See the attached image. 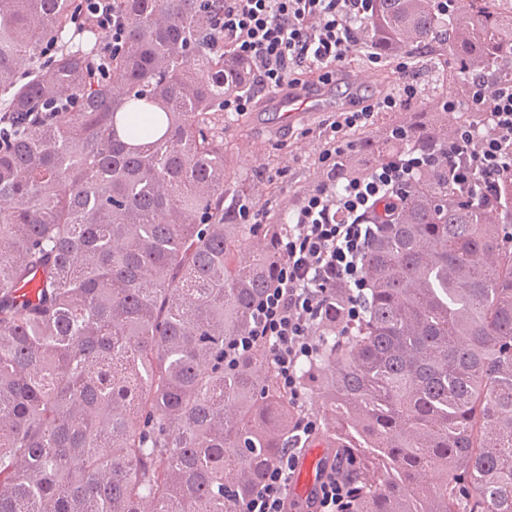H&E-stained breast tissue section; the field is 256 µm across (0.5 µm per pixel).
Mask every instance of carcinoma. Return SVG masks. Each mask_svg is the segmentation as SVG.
I'll return each instance as SVG.
<instances>
[{
  "instance_id": "cac0c4a2",
  "label": "carcinoma",
  "mask_w": 512,
  "mask_h": 512,
  "mask_svg": "<svg viewBox=\"0 0 512 512\" xmlns=\"http://www.w3.org/2000/svg\"><path fill=\"white\" fill-rule=\"evenodd\" d=\"M112 9L116 53L86 0H0V512H241L299 415L264 344L224 364L288 233L224 206V95L251 66L211 0ZM360 28L384 60L453 56L460 106L474 73L512 81V0H372ZM450 100L355 133L336 186L447 148L479 119ZM360 222L366 312L317 320L305 447L348 449L354 512H512V181L470 195L445 159Z\"/></svg>"
}]
</instances>
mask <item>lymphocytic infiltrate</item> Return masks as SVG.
Wrapping results in <instances>:
<instances>
[{
  "instance_id": "f902f5d3",
  "label": "lymphocytic infiltrate",
  "mask_w": 512,
  "mask_h": 512,
  "mask_svg": "<svg viewBox=\"0 0 512 512\" xmlns=\"http://www.w3.org/2000/svg\"><path fill=\"white\" fill-rule=\"evenodd\" d=\"M370 9L371 0H224L214 42L247 58L254 74L253 90L225 97V111H248L262 92L300 85L306 73L326 76L357 55L377 63V55L365 48L354 28ZM396 69L400 83L394 93L328 121L324 157L330 163L352 149L349 133L366 130L377 113L398 109L418 95L411 61H399ZM472 83V108L484 111L489 100L494 107L484 111L483 123L462 126L448 146V172L464 191L512 180V82L494 84L476 77ZM439 162L435 154L404 150L367 176L339 188L321 184L296 202L278 283L255 307L248 333L225 349V363L263 343L282 388L300 399L297 366L314 352V326L323 308L335 304L337 285L350 290L344 306L348 324L359 321L365 311L363 259L372 229L360 223V213L377 204L394 207L414 174ZM316 428L308 415L297 419L294 435L251 491L243 512H288V483L301 440ZM354 480L346 454L336 453L310 512H351Z\"/></svg>"
}]
</instances>
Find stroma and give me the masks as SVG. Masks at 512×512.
I'll return each mask as SVG.
<instances>
[{"label": "stroma", "mask_w": 512, "mask_h": 512, "mask_svg": "<svg viewBox=\"0 0 512 512\" xmlns=\"http://www.w3.org/2000/svg\"><path fill=\"white\" fill-rule=\"evenodd\" d=\"M363 69L372 76L369 84L352 85L354 71L346 68L314 83L313 88L331 97L333 112L354 109L394 92L391 63H367ZM333 112L306 113L290 126L258 104L247 112L225 116L224 173L230 180L245 183L252 218L266 222L272 213L289 210L315 187L324 149L319 131Z\"/></svg>", "instance_id": "1"}]
</instances>
